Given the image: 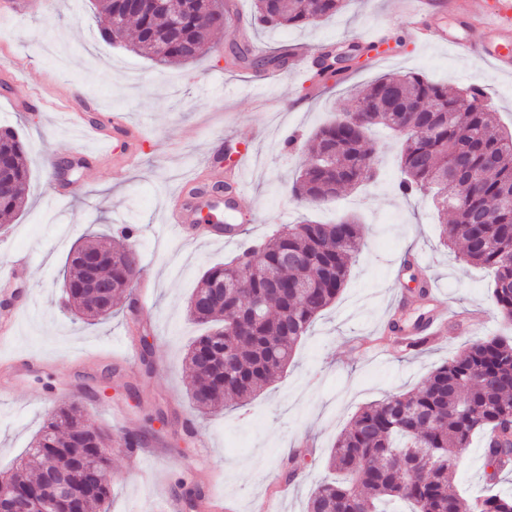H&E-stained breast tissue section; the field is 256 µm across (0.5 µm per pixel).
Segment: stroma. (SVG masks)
<instances>
[{
  "label": "stroma",
  "mask_w": 512,
  "mask_h": 512,
  "mask_svg": "<svg viewBox=\"0 0 512 512\" xmlns=\"http://www.w3.org/2000/svg\"><path fill=\"white\" fill-rule=\"evenodd\" d=\"M418 0H348L327 21L307 28L252 30L253 0H234L237 15L216 35L223 51L185 65L163 66L122 44L101 40L91 0H46L27 19L0 18V62L17 67L19 80L36 86L46 109H14L10 86L0 80V125L16 128L28 148L26 203L18 216L0 221V268L16 251L35 264L17 284L28 300L8 354L38 355L39 370L7 380L0 400V478L25 456L36 434L61 404H78L89 425L115 435L137 434L168 447L165 459L131 468L123 449L110 456L112 493L107 512H161L163 493L195 503L216 491L235 512H256L276 499L280 512H304L312 490L328 479V458L338 435L362 407L419 387L434 368L470 343L512 334L491 301V274L458 261L440 241V226L427 196L403 197L399 139L374 129L377 182L314 205L296 202L289 187L308 160L305 143L341 112L357 88L385 74L414 71L452 87L478 86L488 93L501 124L512 125V76L447 47L428 48L411 34ZM402 36L388 50L341 81L310 92L309 72L292 68L271 85L255 82L250 66L224 61L225 48L248 37L253 54L304 44L369 42L380 29ZM85 108L88 121L125 113L141 127V157L124 179L112 178L116 141L86 134L63 115V96ZM300 147L284 150L288 133ZM223 145L246 144L255 161L245 169L244 195L233 219L242 233L225 243H183L165 224L171 199L203 178L210 157ZM341 214L360 217L364 246L336 302L315 319L292 361L251 400L225 403L199 416L188 398L187 346L206 333L187 316V302L203 273L235 258L281 224L321 222ZM135 227L129 244L142 275L152 276L146 308L133 294L116 303L106 319L87 323L66 309L60 271L71 246L85 233L118 236ZM423 255L427 270L396 275L406 254ZM429 285L427 301L410 304L416 278ZM446 307L439 340L404 352L389 341L397 313L409 319ZM150 347V363H127L125 338ZM297 456L300 476L288 477L285 462ZM467 497L484 491L480 440H473L456 474Z\"/></svg>",
  "instance_id": "stroma-1"
}]
</instances>
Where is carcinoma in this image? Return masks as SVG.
Listing matches in <instances>:
<instances>
[{
    "mask_svg": "<svg viewBox=\"0 0 512 512\" xmlns=\"http://www.w3.org/2000/svg\"><path fill=\"white\" fill-rule=\"evenodd\" d=\"M344 0H256L253 25L282 29L316 25L336 15ZM175 15L132 13L126 0H96L94 14L103 41L121 42L133 30V50L160 65L190 63L211 47L210 36L231 18L230 0H175ZM360 45L338 52L326 46L318 55L315 77L331 62L353 59ZM289 67L288 50L254 57L237 46L232 63ZM344 115L315 133L310 157L292 184L293 196L312 204L327 202L340 191L354 190L377 178L367 131L377 125L401 140L398 187L405 196L433 192L439 213L453 215L441 236L463 244L459 260L493 274L492 300L502 321L512 326V131L496 124L485 93L474 87L453 90L418 73L380 77L357 90ZM468 148V164L481 169L486 156L494 168L468 183L458 160ZM26 148L16 130L0 127V174L9 182L0 194V216L24 207L28 181ZM466 193L483 205L476 211L451 197ZM364 245V225L353 218L332 224L303 220L281 226L267 240L237 258L209 268L188 301L189 317L213 329L198 337L186 353L194 373L188 396L205 412L220 401L247 400L292 359L315 317L343 290ZM104 254L103 279L112 281V300L129 288L123 268L130 246L105 236L72 248L65 261L63 288L80 314L98 319L112 308L84 286L78 257ZM259 255V266L248 257ZM512 340L491 336L475 341L457 357L435 368L412 391L372 403L353 417L329 456L342 473L338 482L319 484L307 512H382L379 506L400 499L411 512H512V491L497 487L512 465ZM75 406L56 410L31 447L29 467L9 476L37 499L43 475L66 474L82 499L83 512L109 497L111 485L99 487L93 472L74 469L95 444L81 435ZM483 437L487 488L466 499L455 489L453 472L474 436Z\"/></svg>",
    "mask_w": 512,
    "mask_h": 512,
    "instance_id": "1",
    "label": "carcinoma"
}]
</instances>
